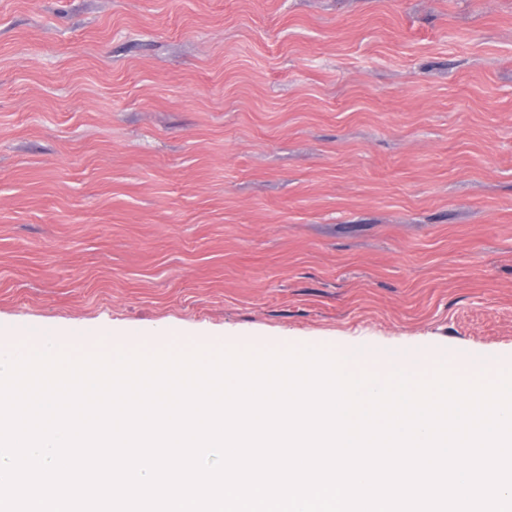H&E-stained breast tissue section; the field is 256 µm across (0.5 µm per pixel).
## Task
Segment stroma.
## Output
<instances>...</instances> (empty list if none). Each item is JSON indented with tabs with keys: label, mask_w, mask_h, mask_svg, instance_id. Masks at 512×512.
<instances>
[{
	"label": "stroma",
	"mask_w": 512,
	"mask_h": 512,
	"mask_svg": "<svg viewBox=\"0 0 512 512\" xmlns=\"http://www.w3.org/2000/svg\"><path fill=\"white\" fill-rule=\"evenodd\" d=\"M512 364V0H0V337Z\"/></svg>",
	"instance_id": "stroma-1"
}]
</instances>
